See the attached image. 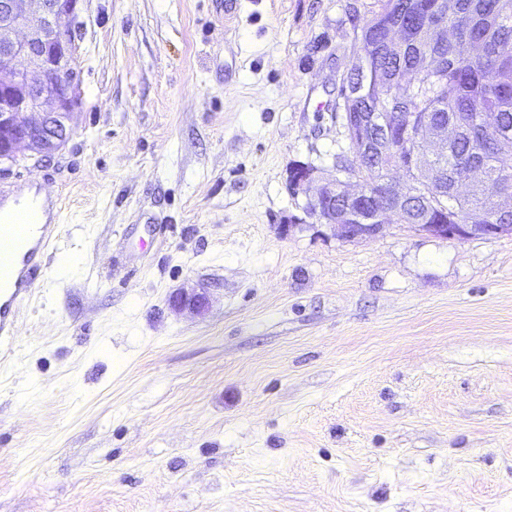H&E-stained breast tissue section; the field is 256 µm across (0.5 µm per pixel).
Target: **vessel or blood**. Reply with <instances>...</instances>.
<instances>
[{"instance_id":"1","label":"vessel or blood","mask_w":512,"mask_h":512,"mask_svg":"<svg viewBox=\"0 0 512 512\" xmlns=\"http://www.w3.org/2000/svg\"><path fill=\"white\" fill-rule=\"evenodd\" d=\"M62 208L51 195L26 199L0 189V357L14 349L17 319L37 290L44 257L58 235Z\"/></svg>"}]
</instances>
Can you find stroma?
Wrapping results in <instances>:
<instances>
[{
  "label": "stroma",
  "instance_id": "obj_1",
  "mask_svg": "<svg viewBox=\"0 0 512 512\" xmlns=\"http://www.w3.org/2000/svg\"><path fill=\"white\" fill-rule=\"evenodd\" d=\"M378 9L81 0L70 137L0 164L62 206L0 365V512H512V234L348 241L288 188L352 158ZM208 288L199 286V288H181L174 292L169 304L172 309L177 311H188L193 314H202L210 304V295Z\"/></svg>",
  "mask_w": 512,
  "mask_h": 512
}]
</instances>
